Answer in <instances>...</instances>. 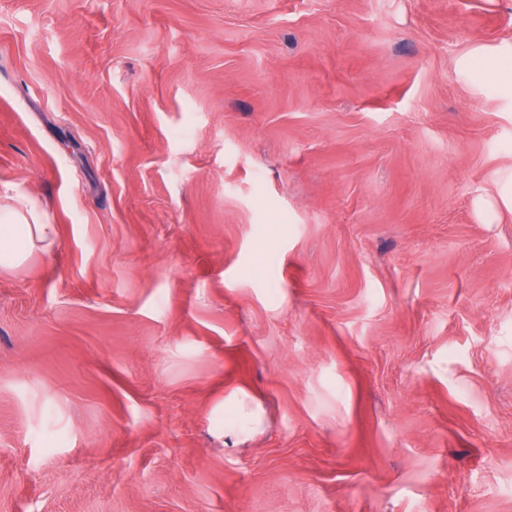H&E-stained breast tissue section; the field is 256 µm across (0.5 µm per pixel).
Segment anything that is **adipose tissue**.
I'll use <instances>...</instances> for the list:
<instances>
[{"label": "adipose tissue", "mask_w": 512, "mask_h": 512, "mask_svg": "<svg viewBox=\"0 0 512 512\" xmlns=\"http://www.w3.org/2000/svg\"><path fill=\"white\" fill-rule=\"evenodd\" d=\"M58 242L53 224H0V268L22 265L33 253H51Z\"/></svg>", "instance_id": "obj_1"}]
</instances>
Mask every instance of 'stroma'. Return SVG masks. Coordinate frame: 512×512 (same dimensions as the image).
<instances>
[{
    "label": "stroma",
    "mask_w": 512,
    "mask_h": 512,
    "mask_svg": "<svg viewBox=\"0 0 512 512\" xmlns=\"http://www.w3.org/2000/svg\"><path fill=\"white\" fill-rule=\"evenodd\" d=\"M509 40L512 0H0V215L59 234L0 269V512H512ZM494 66L490 69V81L498 89L512 93V42L498 46L491 52ZM263 423V413L259 406L253 408L249 404L241 403L237 418L225 428V432L227 431L239 440L246 439L256 433Z\"/></svg>",
    "instance_id": "35a3bbf8"
}]
</instances>
